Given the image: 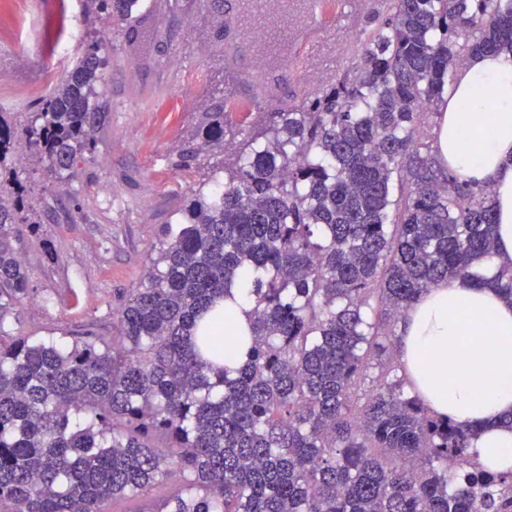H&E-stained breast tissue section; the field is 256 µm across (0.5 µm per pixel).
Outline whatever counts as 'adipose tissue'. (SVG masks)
Instances as JSON below:
<instances>
[{
  "label": "adipose tissue",
  "instance_id": "1",
  "mask_svg": "<svg viewBox=\"0 0 512 512\" xmlns=\"http://www.w3.org/2000/svg\"><path fill=\"white\" fill-rule=\"evenodd\" d=\"M490 137L475 141L485 105ZM441 162L460 178L491 182L498 261L512 259V57L483 53L459 70L435 133ZM401 362L414 390L437 415L477 431L474 460L512 470V302L490 285L454 279L423 294L399 327Z\"/></svg>",
  "mask_w": 512,
  "mask_h": 512
}]
</instances>
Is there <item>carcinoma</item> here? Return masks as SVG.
<instances>
[{
	"mask_svg": "<svg viewBox=\"0 0 512 512\" xmlns=\"http://www.w3.org/2000/svg\"><path fill=\"white\" fill-rule=\"evenodd\" d=\"M81 2L80 54L37 109L0 111V512H107L172 477L160 512H512V472L478 468L474 430L406 390L390 330L494 256L491 186L445 170L420 128L469 55L512 54V0H386L351 69L269 113L224 182L184 201L112 340L12 336L31 297L16 225L42 223L16 166L36 157L70 191L107 119L99 26L143 7ZM229 104L178 169L242 126ZM493 283L512 301V261ZM235 288L249 335L231 338ZM232 339L247 350L230 370Z\"/></svg>",
	"mask_w": 512,
	"mask_h": 512,
	"instance_id": "cac0c4a2",
	"label": "carcinoma"
}]
</instances>
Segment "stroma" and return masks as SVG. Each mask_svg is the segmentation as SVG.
<instances>
[{
	"label": "stroma",
	"mask_w": 512,
	"mask_h": 512,
	"mask_svg": "<svg viewBox=\"0 0 512 512\" xmlns=\"http://www.w3.org/2000/svg\"><path fill=\"white\" fill-rule=\"evenodd\" d=\"M378 0H347L321 54L302 63L303 89L278 91L286 108L304 92L335 79L352 64L346 46H360L365 13ZM61 0H0V104L33 106L68 64L46 54V39ZM137 25L153 28L158 41L142 46L127 26L113 25L112 66L105 75L108 118L94 132L97 151L74 182V194L49 191L45 171L24 160L19 172L34 187L50 216L40 235L20 225L32 295L12 327L26 336L63 329L108 336L116 311L139 287L159 235L184 196L223 181L242 143L266 119V108H250L241 133L223 148L204 152L191 170L176 169L179 152L208 111L225 96L240 101L249 92L243 67L232 64L215 34L213 14L196 0H147ZM81 205L83 218L67 214ZM54 243L58 259L46 260L40 237Z\"/></svg>",
	"instance_id": "obj_1"
}]
</instances>
